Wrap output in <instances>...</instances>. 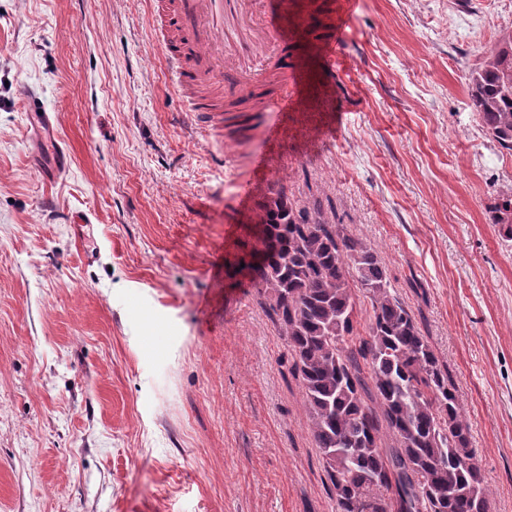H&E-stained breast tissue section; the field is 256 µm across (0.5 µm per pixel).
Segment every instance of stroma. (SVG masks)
Segmentation results:
<instances>
[{
	"label": "stroma",
	"mask_w": 512,
	"mask_h": 512,
	"mask_svg": "<svg viewBox=\"0 0 512 512\" xmlns=\"http://www.w3.org/2000/svg\"><path fill=\"white\" fill-rule=\"evenodd\" d=\"M299 8L314 77L272 142L195 128L153 0H0V512H337L286 338L237 268L281 186L374 248L512 512V241L489 221L512 154L467 94L512 0ZM29 90L70 155L54 179ZM350 13L348 11H339L336 14L335 30L329 39L322 41L318 48L325 61H332L336 57V51L340 45V38L348 27Z\"/></svg>",
	"instance_id": "obj_1"
}]
</instances>
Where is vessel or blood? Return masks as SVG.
<instances>
[{
	"instance_id": "1",
	"label": "vessel or blood",
	"mask_w": 512,
	"mask_h": 512,
	"mask_svg": "<svg viewBox=\"0 0 512 512\" xmlns=\"http://www.w3.org/2000/svg\"><path fill=\"white\" fill-rule=\"evenodd\" d=\"M161 11L162 39L168 47V66L177 86L192 92L209 85L221 88L225 71H236L252 98L237 107L218 111L210 99L194 96L190 110L198 126L222 127L247 134L255 125L275 135L273 114L284 101L282 86L300 85V70L289 26H303L292 0H157ZM350 14H336L335 30L319 45L324 60H333ZM33 122L42 130L35 155L42 170L60 175L66 170L64 152L54 125L36 112Z\"/></svg>"
}]
</instances>
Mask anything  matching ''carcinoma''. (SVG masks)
<instances>
[{
	"mask_svg": "<svg viewBox=\"0 0 512 512\" xmlns=\"http://www.w3.org/2000/svg\"><path fill=\"white\" fill-rule=\"evenodd\" d=\"M486 133L512 152V32L503 31L468 81ZM491 223L512 240V197ZM250 264L256 296L286 337L337 512H490L468 461L469 425L448 369L389 292L376 251L280 187L262 207ZM370 295L364 333L352 292ZM396 446H380L382 430Z\"/></svg>",
	"mask_w": 512,
	"mask_h": 512,
	"instance_id": "1",
	"label": "carcinoma"
}]
</instances>
